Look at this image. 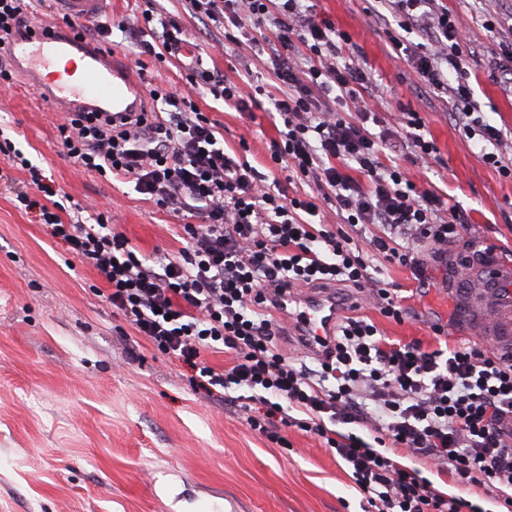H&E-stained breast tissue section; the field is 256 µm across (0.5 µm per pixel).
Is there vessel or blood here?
Listing matches in <instances>:
<instances>
[{"label":"vessel or blood","instance_id":"vessel-or-blood-1","mask_svg":"<svg viewBox=\"0 0 512 512\" xmlns=\"http://www.w3.org/2000/svg\"><path fill=\"white\" fill-rule=\"evenodd\" d=\"M108 2L52 0L55 10L74 21L99 17ZM4 53L45 102L119 114L136 111L141 104L142 86L126 66L82 46L74 32L48 33L37 28L12 41ZM277 312L288 318L289 330L314 350L333 336L341 307L331 294L296 293L285 296Z\"/></svg>","mask_w":512,"mask_h":512}]
</instances>
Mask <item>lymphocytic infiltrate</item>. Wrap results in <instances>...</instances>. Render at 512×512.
<instances>
[{
	"instance_id": "1",
	"label": "lymphocytic infiltrate",
	"mask_w": 512,
	"mask_h": 512,
	"mask_svg": "<svg viewBox=\"0 0 512 512\" xmlns=\"http://www.w3.org/2000/svg\"><path fill=\"white\" fill-rule=\"evenodd\" d=\"M379 3L397 22L394 44L410 31L427 41L428 51L412 57L415 73L447 96L467 137L491 145L485 161L512 177V166L495 151L501 130L473 117L461 28L447 7L439 0ZM189 5L218 25L272 20L263 46L276 57L268 99L280 131L270 159L288 180L312 182L314 192L287 196L279 181L225 153L221 132L192 92L204 84L240 111L249 105L234 83L198 61L184 66L183 88L149 89L150 108L119 122L108 112L79 109L58 127L64 154L84 169L133 181L165 210L199 203L201 221L184 225L177 255L147 263L114 231L110 212L83 223L81 206L57 201L41 170L1 140L0 154L26 170L38 190L17 192V201L100 273L105 302L152 348L188 366L196 387L227 391V403L249 410V427L272 443H284L282 429L294 427L335 449L365 512H475L463 496L438 491L418 469L383 454L385 444L450 471L460 487L492 488L500 512H512V354L489 356L476 344L428 350L417 341L396 342L364 316L337 323L317 368L288 361L277 347L279 327L268 306L288 289L372 288L382 314L398 321L402 308L370 255L412 269L414 242L444 244L466 230L434 190L417 189L399 164L381 161V138L368 128L364 105L372 79L344 58L349 36L316 20L303 0ZM297 43L308 51L302 65L287 54ZM340 99L353 113L337 111ZM353 166L359 177L350 175ZM325 204L335 207L341 227L314 223ZM354 227L367 231L364 243L354 241ZM219 348L230 356L221 370L203 359ZM367 426L376 427L374 440L357 435Z\"/></svg>"
}]
</instances>
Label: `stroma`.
Instances as JSON below:
<instances>
[{
  "label": "stroma",
  "instance_id": "obj_1",
  "mask_svg": "<svg viewBox=\"0 0 512 512\" xmlns=\"http://www.w3.org/2000/svg\"><path fill=\"white\" fill-rule=\"evenodd\" d=\"M312 12L346 32L348 62L367 69L373 85L365 100L375 131L394 126L404 112L425 121L436 151L427 163L406 165L417 187L434 188L471 224L473 248L451 242L420 248L425 281L408 268L372 257L397 291L402 321L383 316L363 292L333 291L346 315L369 317L380 334L433 350L441 342H474L476 325L464 310L463 262L483 265L489 247L495 262H512V177L486 164L477 140L467 138L445 96L425 92L406 36L394 49L373 0H310ZM467 37V70L485 121L501 129L499 147L512 158V76L501 69L512 53V35L488 30L485 20L504 16L506 0H445ZM179 17L206 68L235 83L250 111L200 91L195 103L224 134V149L245 154L261 173L276 177L269 145L278 132L256 85L272 74L268 55L249 42L225 38L222 28L191 17L186 0H109L102 21L116 23L100 44L121 57L142 83L183 86L173 58L143 54L142 12ZM60 109L27 87L0 93V131L41 168L60 194L83 209L85 223L109 209L114 229L149 258L178 253L182 225L195 218L159 209L134 183L88 172L63 153ZM37 195L27 172L0 156V512H362L334 449L315 436L288 428L287 447L250 430L240 408L196 391L190 369L146 342L101 301L103 277L73 259L44 225L20 206L13 188ZM399 463L417 464L436 488L463 493L490 512L494 494L482 487L459 491L447 472L399 452Z\"/></svg>",
  "mask_w": 512,
  "mask_h": 512
}]
</instances>
